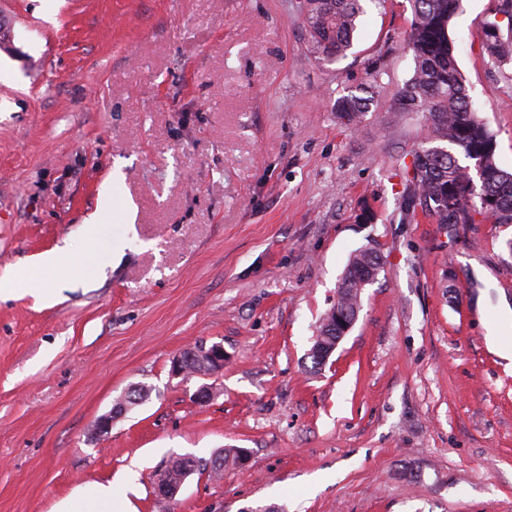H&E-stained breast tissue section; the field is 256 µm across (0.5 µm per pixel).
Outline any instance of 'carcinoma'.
Masks as SVG:
<instances>
[{"instance_id": "cac0c4a2", "label": "carcinoma", "mask_w": 512, "mask_h": 512, "mask_svg": "<svg viewBox=\"0 0 512 512\" xmlns=\"http://www.w3.org/2000/svg\"><path fill=\"white\" fill-rule=\"evenodd\" d=\"M412 11L408 46L413 53L414 72L401 93L403 110L419 112L423 118L422 146L404 166V207H416L437 224H473L476 216L496 224H512V172L501 168L495 157L494 135L469 103L449 34L450 24L462 0H408ZM364 13L362 0H306L305 23L313 51L334 61L351 48L358 18ZM488 57L499 63L512 61V36H503L491 24L483 38ZM368 107L367 99L349 94L336 101L335 111L356 122ZM478 161L484 178L474 179ZM379 256L371 250L356 254L338 287L334 307L349 316L361 307L367 282L380 272ZM197 462L175 457L161 472L170 484L179 483Z\"/></svg>"}]
</instances>
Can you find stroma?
<instances>
[{"mask_svg":"<svg viewBox=\"0 0 512 512\" xmlns=\"http://www.w3.org/2000/svg\"><path fill=\"white\" fill-rule=\"evenodd\" d=\"M496 6L462 0L451 35L510 171L512 62L481 48ZM364 7L328 62L303 0H0V512L106 481L137 512H512V360L488 340L512 314V224L402 219L412 14ZM350 90L370 105L349 125ZM366 249L377 280L313 368ZM55 250L84 277L43 300ZM202 343L223 371L172 376ZM136 385L149 399L92 439ZM225 448L248 463L156 497L170 457ZM381 264L379 260V256L371 250H363L360 253L356 254L346 269L345 275L342 279L340 286L338 287L336 294V303L332 308H335L339 312H346L347 316H354L356 309L358 314L361 307V295L366 288L367 285L372 284L377 275L380 272ZM367 272L371 275L368 283L362 277V274ZM331 308V309H332ZM330 309V310H331ZM335 309V316L340 325V331L336 333V321L335 324L333 315L329 312L323 318L322 324L319 328V333L316 336L317 339H321V341L330 343L332 339H336V342H333L332 347H328L326 350L316 351V354L322 357V360L325 362L328 361L331 354L335 350V347L338 345L340 340L349 332V330L354 325V322L344 320L339 313ZM334 324V328H330L331 325ZM336 334L338 335L336 338ZM309 357L311 358L312 364L314 367L323 366L322 362L318 359L317 355L314 353H309ZM184 351H192L199 355H203L206 359L210 360L216 365L222 366L219 371L224 368V346L223 344H213L207 347L205 344H200ZM181 352L175 356L171 361V373L177 377H185L186 370L183 368V359Z\"/></svg>","mask_w":512,"mask_h":512,"instance_id":"stroma-1","label":"stroma"}]
</instances>
